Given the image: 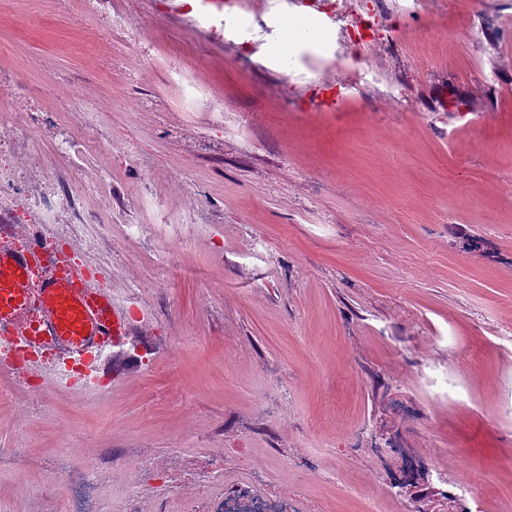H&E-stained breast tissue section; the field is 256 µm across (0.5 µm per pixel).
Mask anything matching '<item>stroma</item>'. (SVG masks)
I'll return each mask as SVG.
<instances>
[{
  "label": "stroma",
  "mask_w": 512,
  "mask_h": 512,
  "mask_svg": "<svg viewBox=\"0 0 512 512\" xmlns=\"http://www.w3.org/2000/svg\"><path fill=\"white\" fill-rule=\"evenodd\" d=\"M235 2L219 40L183 0H0L13 242L131 326L101 389L0 372V512H64V471L109 461L99 512H158L171 448L247 451L318 512H412L403 463L453 487L464 459L470 512H512V0ZM276 12L324 52L267 62Z\"/></svg>",
  "instance_id": "1"
}]
</instances>
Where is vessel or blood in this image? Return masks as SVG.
I'll use <instances>...</instances> for the list:
<instances>
[{
  "instance_id": "vessel-or-blood-1",
  "label": "vessel or blood",
  "mask_w": 512,
  "mask_h": 512,
  "mask_svg": "<svg viewBox=\"0 0 512 512\" xmlns=\"http://www.w3.org/2000/svg\"><path fill=\"white\" fill-rule=\"evenodd\" d=\"M124 332L109 291L64 271L51 242L21 249L0 237V340L49 354L56 365L95 358Z\"/></svg>"
}]
</instances>
